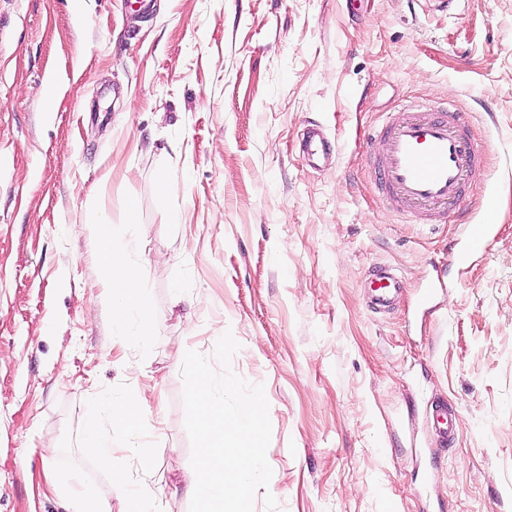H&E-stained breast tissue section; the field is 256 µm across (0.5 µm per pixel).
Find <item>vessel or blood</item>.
<instances>
[{
    "instance_id": "b4317fda",
    "label": "vessel or blood",
    "mask_w": 512,
    "mask_h": 512,
    "mask_svg": "<svg viewBox=\"0 0 512 512\" xmlns=\"http://www.w3.org/2000/svg\"><path fill=\"white\" fill-rule=\"evenodd\" d=\"M369 139L383 143L382 151L370 153L368 161L387 205L418 224L446 223L449 206L464 200L467 179L482 169V152L467 132L463 116L444 106L403 107L389 114ZM305 150L314 164L330 155L331 144L320 129L311 128ZM493 235V225L462 224L461 240L448 253L451 266L466 270ZM370 282L372 309L388 312L392 295L401 286L400 276L383 266L373 271ZM430 415L440 426L438 435L444 445H451L457 420L453 408L435 401Z\"/></svg>"
}]
</instances>
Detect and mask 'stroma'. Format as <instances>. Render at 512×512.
Here are the masks:
<instances>
[{"instance_id": "35a3bbf8", "label": "stroma", "mask_w": 512, "mask_h": 512, "mask_svg": "<svg viewBox=\"0 0 512 512\" xmlns=\"http://www.w3.org/2000/svg\"><path fill=\"white\" fill-rule=\"evenodd\" d=\"M149 2L0 0V512H71L72 473L123 512L92 416L130 486L141 444L159 512H189L181 366L227 331L270 404L279 512H512V0ZM441 100L486 150L466 218L495 227L461 274L456 224L389 211L366 165L385 113ZM313 125L337 143L320 169ZM102 223L151 296L148 336L100 311ZM377 264L404 283L388 314L366 303ZM135 395L127 434L110 408ZM305 150L307 158L312 166H318L317 161L321 156L332 153L331 144L318 128H310L306 133ZM430 415L434 423L443 425V428H439L438 435L445 446H450L455 439L456 412L448 407V402L439 400L432 402ZM86 444L87 447L96 455L99 463L111 469L112 481L117 486H125L128 482L126 473L120 468L113 466V448L105 444L101 438H99L96 425L93 418H90L86 424Z\"/></svg>"}]
</instances>
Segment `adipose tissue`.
Listing matches in <instances>:
<instances>
[{
	"mask_svg": "<svg viewBox=\"0 0 512 512\" xmlns=\"http://www.w3.org/2000/svg\"><path fill=\"white\" fill-rule=\"evenodd\" d=\"M95 234L102 250L103 272L97 282L102 289L100 304L113 327L120 328L127 325L131 314L147 316L151 298L148 292L140 288L137 269L126 253L111 248V225H97Z\"/></svg>",
	"mask_w": 512,
	"mask_h": 512,
	"instance_id": "adipose-tissue-1",
	"label": "adipose tissue"
}]
</instances>
